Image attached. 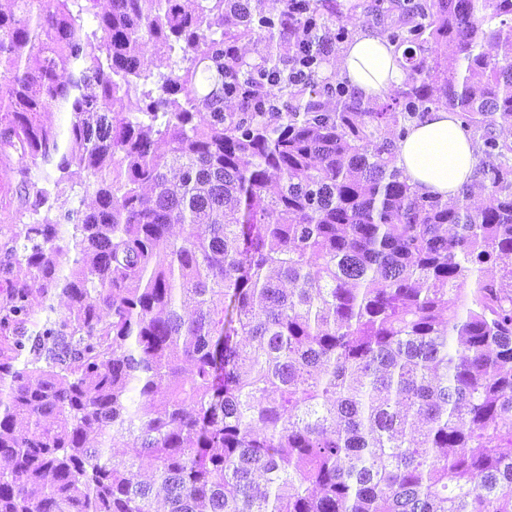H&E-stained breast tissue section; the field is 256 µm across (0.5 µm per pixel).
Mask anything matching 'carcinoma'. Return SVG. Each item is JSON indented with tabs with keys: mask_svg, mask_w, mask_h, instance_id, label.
<instances>
[{
	"mask_svg": "<svg viewBox=\"0 0 512 512\" xmlns=\"http://www.w3.org/2000/svg\"><path fill=\"white\" fill-rule=\"evenodd\" d=\"M98 2L0 10V512H512V0H373L389 103L324 74L336 0ZM440 104L477 207L395 165ZM93 201L92 190H87L83 184H67L60 193L57 205L64 209H85Z\"/></svg>",
	"mask_w": 512,
	"mask_h": 512,
	"instance_id": "1",
	"label": "carcinoma"
}]
</instances>
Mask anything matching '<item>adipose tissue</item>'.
<instances>
[{
	"mask_svg": "<svg viewBox=\"0 0 512 512\" xmlns=\"http://www.w3.org/2000/svg\"><path fill=\"white\" fill-rule=\"evenodd\" d=\"M400 57L384 34L369 31L345 43L338 72L356 97L371 102L403 83ZM396 164L418 193L449 199L470 183L478 155L455 115L434 106L400 142Z\"/></svg>",
	"mask_w": 512,
	"mask_h": 512,
	"instance_id": "obj_1",
	"label": "adipose tissue"
}]
</instances>
